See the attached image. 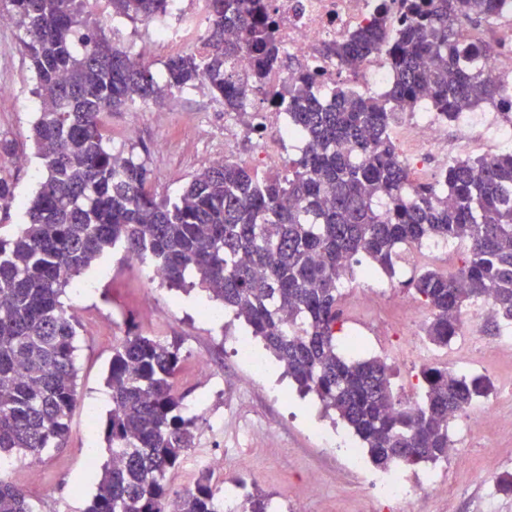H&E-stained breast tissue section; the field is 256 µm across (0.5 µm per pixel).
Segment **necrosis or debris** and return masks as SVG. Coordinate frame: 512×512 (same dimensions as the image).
<instances>
[{
    "instance_id": "1",
    "label": "necrosis or debris",
    "mask_w": 512,
    "mask_h": 512,
    "mask_svg": "<svg viewBox=\"0 0 512 512\" xmlns=\"http://www.w3.org/2000/svg\"><path fill=\"white\" fill-rule=\"evenodd\" d=\"M278 20V36L286 57L316 75L315 95L323 104H331L337 86L351 89L385 87L387 70L375 67L364 57L348 64L328 54L329 44L346 41L367 27L380 0H270ZM170 21L152 23V32L137 47L144 60L153 56L155 43L162 42L179 51H200L205 43L204 19L186 9L183 0H169ZM254 127L270 137L257 151V163L272 167L279 161L282 143L293 139L287 119L268 121L267 107H259Z\"/></svg>"
}]
</instances>
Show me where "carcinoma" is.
<instances>
[{"label": "carcinoma", "mask_w": 512, "mask_h": 512, "mask_svg": "<svg viewBox=\"0 0 512 512\" xmlns=\"http://www.w3.org/2000/svg\"><path fill=\"white\" fill-rule=\"evenodd\" d=\"M0 2L35 72L43 107L32 133L45 172L25 227L0 239V452L16 449L38 464L68 437L77 322L62 297L119 245L158 264L170 288L197 280L300 392L336 413L377 469L448 459L452 415L487 397L492 382L424 364V397L403 403L384 360L336 348L340 288L359 255L392 277L406 247L460 241L467 253L456 273L427 268L403 284L430 308L429 343L444 348L461 335L473 303L491 304L494 326L512 323V152L454 159L435 182L415 183L391 136L398 114L422 102L444 121L490 105L512 124V85L484 72L496 50L461 41L457 27L462 18L498 21L500 0H385L366 29L327 52L341 62L384 54L388 91L338 89L325 107L309 90L314 74L297 70L300 86L288 89L286 105L304 143L293 174L259 180L224 161L175 200L156 197L154 173L133 151L111 147L103 115L199 87L224 111H243L244 97L284 63L269 0H206L205 54L173 56L159 74L114 46L85 0ZM110 2L112 19L134 23L164 14L168 0ZM227 26L237 41H224ZM243 50L248 83L235 67ZM181 369L179 347L149 336L130 333L112 348L105 441L121 462L100 468L84 512H220L209 473L182 491L168 483L197 439L185 395L174 392ZM245 503V512H273L262 493ZM0 512L34 510L19 485L0 478Z\"/></svg>", "instance_id": "carcinoma-1"}]
</instances>
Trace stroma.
<instances>
[{
  "label": "stroma",
  "instance_id": "obj_1",
  "mask_svg": "<svg viewBox=\"0 0 512 512\" xmlns=\"http://www.w3.org/2000/svg\"><path fill=\"white\" fill-rule=\"evenodd\" d=\"M0 83L13 86L15 94L0 98V138L13 141L27 164L17 167L0 158V174L15 183L19 207H0V238L21 231L26 222L22 205L39 187L42 166L32 139L36 78L28 57L18 42L17 29L0 30ZM484 108L448 125V151L459 158L492 157L505 149L501 133L484 124ZM230 113L212 100L207 89L176 93L164 102L128 105L104 114L112 133L113 147L126 146L124 133L134 127L137 152L143 153L155 174L152 187L157 196L173 198L193 177L208 168L212 155L224 145V123ZM207 127L211 138L190 136L194 126ZM257 135L248 133L235 141L230 161L249 167L258 179L270 174L285 176L300 157V145L288 143L276 171L254 165L252 155ZM412 268L398 266L396 276H381L390 299L375 307L352 304L336 334L337 340L357 335L366 343L365 353L385 360L392 368L395 395L416 402L424 395L419 371L424 362L418 351L431 313L402 283ZM85 291L68 287L63 297L78 321L75 345L77 403L66 442L47 449L37 467L40 481L29 495L36 512H83L96 492L88 476L89 456L98 462L109 457L104 438L105 420L112 406L105 375L112 347L130 333H142L165 342H176L184 358L176 384L187 405L196 407L199 430L195 450L223 458L224 491L242 499L244 492L261 490L284 512H403L402 504L381 501L372 488L376 472L369 459L353 462L344 448H326V435L344 436L348 429L335 414L325 413L312 395L301 396L275 369L248 381L249 369L233 352L231 336L243 333L244 324L233 314L223 321L203 317L196 300L200 289L184 292L160 285L145 288L136 271L120 253L105 254L95 268L80 276ZM404 299L406 308L395 306ZM473 362L448 359L447 366L459 374L488 376L494 389L487 399L503 417L512 418V393L503 383L512 378V344L504 345L486 317L474 324ZM206 360L216 374L211 383L196 377L193 364ZM224 417V429L212 432L209 417ZM474 435L465 439L463 462L445 460L430 465L392 468V475L421 476L437 470L441 480L421 484L416 512H484L487 491L497 488L499 478L512 475V425L494 427L476 419ZM492 447H485V440ZM317 484V496H309V484Z\"/></svg>",
  "mask_w": 512,
  "mask_h": 512
}]
</instances>
